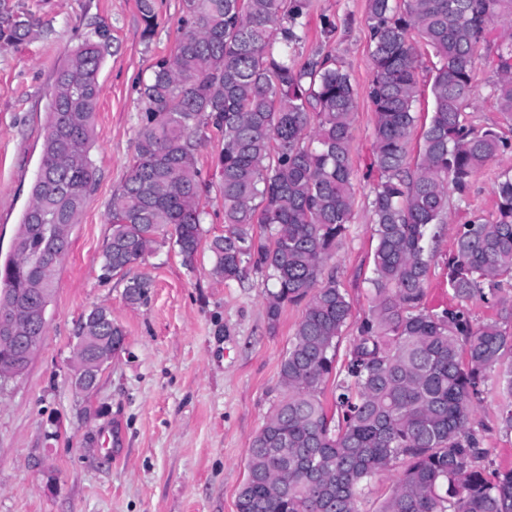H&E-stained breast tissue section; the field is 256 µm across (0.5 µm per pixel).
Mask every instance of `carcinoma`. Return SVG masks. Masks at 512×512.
<instances>
[{
    "mask_svg": "<svg viewBox=\"0 0 512 512\" xmlns=\"http://www.w3.org/2000/svg\"><path fill=\"white\" fill-rule=\"evenodd\" d=\"M173 52L157 58L141 88L144 123L134 161L112 193V234L102 253L107 276L125 275L152 254L164 228L184 261L202 242L199 150L205 131L222 143L224 233L207 242L212 274L233 281L251 269L274 280L267 315L305 303L280 364L284 396L252 440L237 512H359L363 484L395 461L405 469L381 512H512V467L483 465L484 433L512 436V168L498 175L495 217L459 225L448 256L457 305L426 304L431 227L448 223V193L463 200L472 178L512 139L466 123L473 72L490 23L512 17V0H369L376 113L370 202L376 240L372 305L343 363L336 360L351 303L323 269L350 224L349 165L357 91L330 53L297 66L289 49L306 38L304 0H183ZM143 35L155 28L152 0H137ZM33 23L0 0V43L27 38ZM436 58L432 115L418 161L415 128L417 42ZM108 46L101 30L55 73L40 175L20 224L18 250L0 264V286L16 295L54 282L58 256L92 191L90 131L98 74ZM498 109L512 119V41L490 61ZM152 282H125L131 303ZM499 307L477 323L468 302ZM83 336L124 331L100 306ZM335 384L332 407L322 385ZM495 424L475 419L489 394Z\"/></svg>",
    "mask_w": 512,
    "mask_h": 512,
    "instance_id": "obj_1",
    "label": "carcinoma"
}]
</instances>
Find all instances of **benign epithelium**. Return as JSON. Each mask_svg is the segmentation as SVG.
I'll return each mask as SVG.
<instances>
[{
    "mask_svg": "<svg viewBox=\"0 0 512 512\" xmlns=\"http://www.w3.org/2000/svg\"><path fill=\"white\" fill-rule=\"evenodd\" d=\"M53 293L52 288L30 290L27 292V303L21 309L9 301L0 303V351L23 349L27 352V359L23 361L0 362V380L26 372L30 358L42 340L38 326L46 319ZM90 340L89 336L76 337L74 352L82 354V357L73 358L70 378L78 390L91 388L103 367L112 360V344L91 350L88 348Z\"/></svg>",
    "mask_w": 512,
    "mask_h": 512,
    "instance_id": "7a95c632",
    "label": "benign epithelium"
}]
</instances>
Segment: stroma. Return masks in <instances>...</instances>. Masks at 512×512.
Wrapping results in <instances>:
<instances>
[{"label":"stroma","mask_w":512,"mask_h":512,"mask_svg":"<svg viewBox=\"0 0 512 512\" xmlns=\"http://www.w3.org/2000/svg\"><path fill=\"white\" fill-rule=\"evenodd\" d=\"M306 2L302 21L309 38L293 47L296 61L306 62L319 48L332 52L358 93L349 152L352 219L325 268L352 305L338 345L343 360L372 301L370 201L377 175L369 169L376 123L367 96L373 74L365 25L369 0ZM10 3L36 27L23 44L0 46L1 261L32 198L55 70L98 30H107L109 46L93 118L95 185L55 279L46 333L26 372L0 381V512H237L248 450L283 395L280 363L303 306H285L277 324H270L267 293L273 283L266 275L215 278L207 247L188 267L168 237L128 270L129 276L151 278L147 302H127L125 277L105 279L100 271L112 233L109 203L129 173L142 127L141 82L155 60L176 46L182 0H154L157 25L148 38L136 0ZM327 20L336 31L326 41L320 30ZM418 52L415 110L421 126L432 112L433 57L426 46ZM495 79L488 64L477 63L465 116L476 127L512 138V120L492 95ZM420 126L409 144L414 157L422 146ZM220 150L215 133H208L200 150L202 176L211 184L202 224L207 239L224 230ZM511 165L507 156L489 162L465 200L450 199L449 223L435 228L429 307L453 304L446 262L456 227L492 212L497 176ZM98 305L111 308L125 345L104 367L97 387L84 393L69 381L70 362L82 318Z\"/></svg>","instance_id":"35a3bbf8"}]
</instances>
